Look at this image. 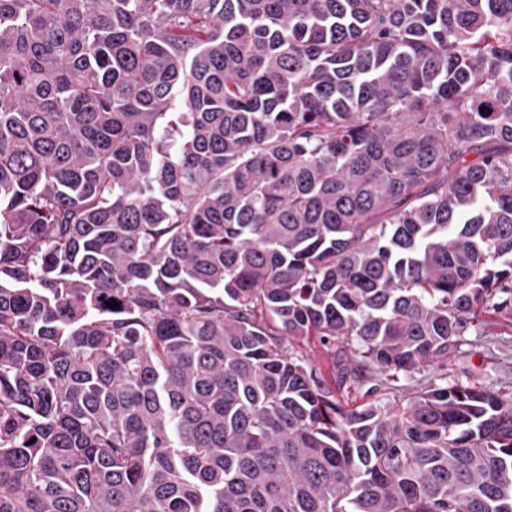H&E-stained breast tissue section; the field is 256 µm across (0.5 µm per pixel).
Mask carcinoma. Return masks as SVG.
Listing matches in <instances>:
<instances>
[{"mask_svg": "<svg viewBox=\"0 0 512 512\" xmlns=\"http://www.w3.org/2000/svg\"><path fill=\"white\" fill-rule=\"evenodd\" d=\"M482 313L512 0H0V512H512Z\"/></svg>", "mask_w": 512, "mask_h": 512, "instance_id": "carcinoma-1", "label": "carcinoma"}]
</instances>
